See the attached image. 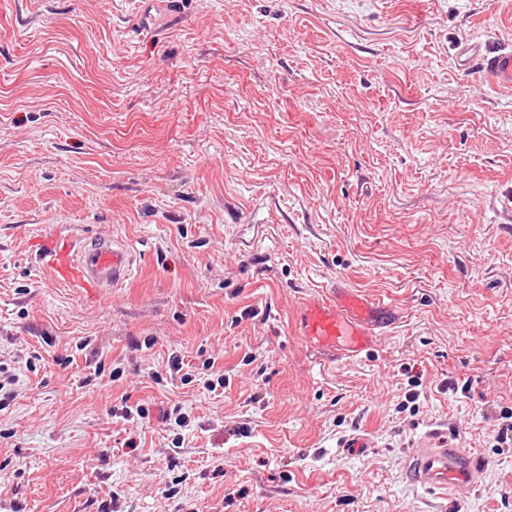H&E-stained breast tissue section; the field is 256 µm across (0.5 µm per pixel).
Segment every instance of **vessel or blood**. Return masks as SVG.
Here are the masks:
<instances>
[{"instance_id":"1","label":"vessel or blood","mask_w":512,"mask_h":512,"mask_svg":"<svg viewBox=\"0 0 512 512\" xmlns=\"http://www.w3.org/2000/svg\"><path fill=\"white\" fill-rule=\"evenodd\" d=\"M465 68L478 69L494 83L512 86V50L467 43L460 49ZM55 279L71 288L101 291L128 278L132 250L121 241L99 239L91 246L61 245L48 256ZM400 320L389 301L348 288L306 299L296 315V328L311 347L335 358H354L372 351L380 336ZM485 469L482 458L463 448H423L413 453L407 476L433 489L468 494L476 490Z\"/></svg>"}]
</instances>
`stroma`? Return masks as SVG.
Returning a JSON list of instances; mask_svg holds the SVG:
<instances>
[{"instance_id":"stroma-1","label":"stroma","mask_w":512,"mask_h":512,"mask_svg":"<svg viewBox=\"0 0 512 512\" xmlns=\"http://www.w3.org/2000/svg\"><path fill=\"white\" fill-rule=\"evenodd\" d=\"M466 42L512 0H0V512H512V87ZM112 237L120 287L43 263ZM335 286L400 311L368 356L295 334ZM434 429L471 495L407 479Z\"/></svg>"}]
</instances>
